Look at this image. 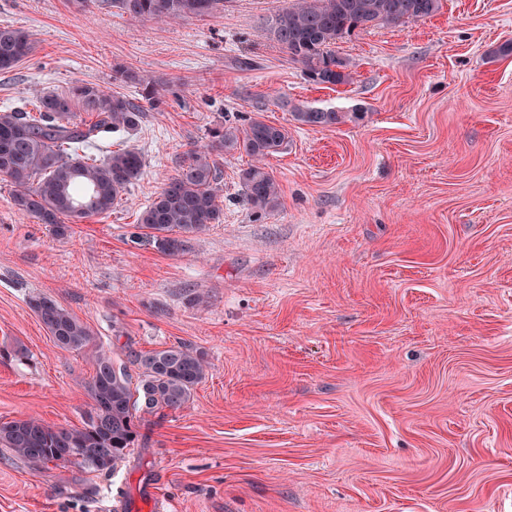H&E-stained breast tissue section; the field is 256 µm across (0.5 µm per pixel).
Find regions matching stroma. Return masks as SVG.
<instances>
[{
  "instance_id": "stroma-1",
  "label": "stroma",
  "mask_w": 512,
  "mask_h": 512,
  "mask_svg": "<svg viewBox=\"0 0 512 512\" xmlns=\"http://www.w3.org/2000/svg\"><path fill=\"white\" fill-rule=\"evenodd\" d=\"M290 3L143 23L101 0H0V27L34 41L0 72V110L76 83L161 100L97 142L139 152L143 175L66 239L0 180V421L81 425L99 347L120 361L181 343L209 363L113 474L0 448V512H512V0H441L348 36L338 86L270 36ZM301 104L343 119L299 124ZM255 115L288 132L266 161L279 207L255 213L250 157L221 152L220 222L174 255L146 241L139 213L191 152ZM36 295L96 348H59Z\"/></svg>"
}]
</instances>
